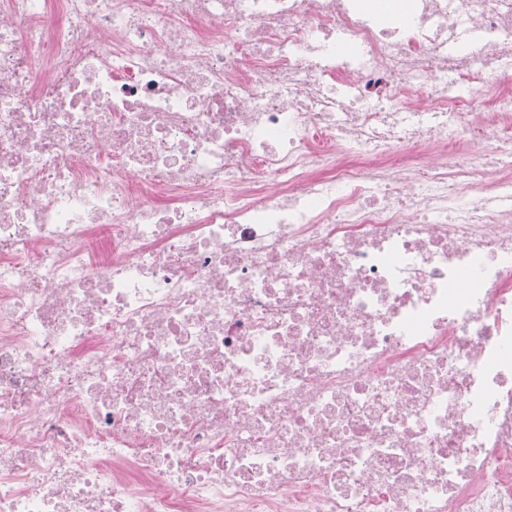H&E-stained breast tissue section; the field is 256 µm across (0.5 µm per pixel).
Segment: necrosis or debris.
I'll list each match as a JSON object with an SVG mask.
<instances>
[{
  "instance_id": "necrosis-or-debris-1",
  "label": "necrosis or debris",
  "mask_w": 512,
  "mask_h": 512,
  "mask_svg": "<svg viewBox=\"0 0 512 512\" xmlns=\"http://www.w3.org/2000/svg\"><path fill=\"white\" fill-rule=\"evenodd\" d=\"M511 54L512 0H0V512H512ZM509 61L511 62L510 67L508 66ZM499 69V71L489 73L484 84L474 88L473 105L477 112H484L479 110L483 99L495 94L498 91L500 81L507 79L508 77H510L512 80V58L501 60L499 63Z\"/></svg>"
}]
</instances>
